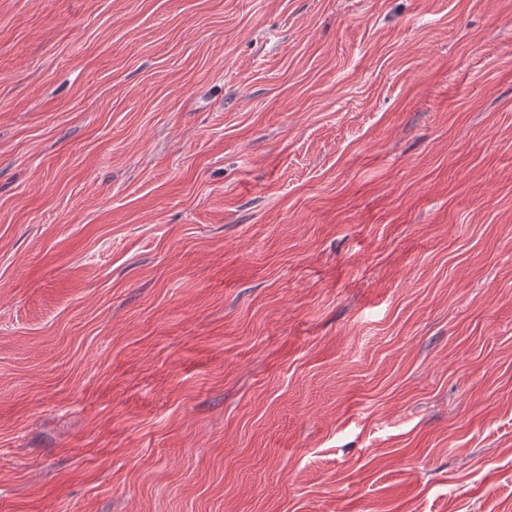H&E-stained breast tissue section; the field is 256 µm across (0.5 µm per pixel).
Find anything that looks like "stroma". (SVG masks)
I'll use <instances>...</instances> for the list:
<instances>
[{
    "mask_svg": "<svg viewBox=\"0 0 512 512\" xmlns=\"http://www.w3.org/2000/svg\"><path fill=\"white\" fill-rule=\"evenodd\" d=\"M0 512H512V0H0Z\"/></svg>",
    "mask_w": 512,
    "mask_h": 512,
    "instance_id": "stroma-1",
    "label": "stroma"
}]
</instances>
